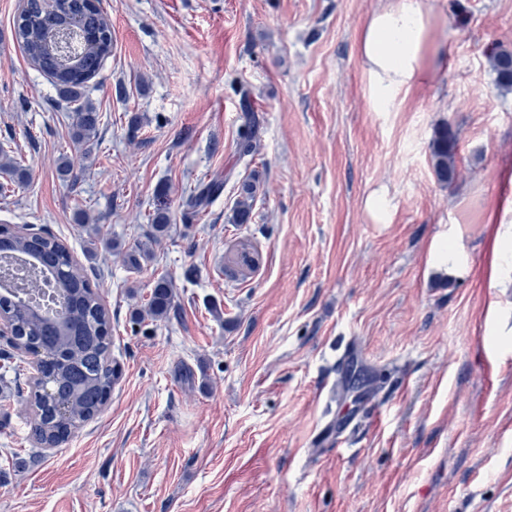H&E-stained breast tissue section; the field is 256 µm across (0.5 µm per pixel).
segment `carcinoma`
<instances>
[{
	"label": "carcinoma",
	"instance_id": "carcinoma-1",
	"mask_svg": "<svg viewBox=\"0 0 512 512\" xmlns=\"http://www.w3.org/2000/svg\"><path fill=\"white\" fill-rule=\"evenodd\" d=\"M66 25L76 26L88 43L68 65L54 49L41 44L44 34ZM13 36L30 64L49 76L75 103L73 139L90 143L100 114L84 101V96L88 82L112 53V28L102 11L87 5L86 0H25L21 12L14 18ZM491 66L497 86L511 92L512 52L495 53ZM239 94L244 112L239 151L243 156H251L255 153L260 122L251 107L248 92L241 89ZM456 145V135L450 126L443 124L435 130L431 155L437 178L444 184L455 176ZM0 168L16 185L27 183L26 168L1 147ZM223 189L224 183L218 179L201 180L187 192L186 204L197 211ZM258 191L259 178L254 173L239 182L231 223H251ZM149 221L154 235H165L170 223L167 208L156 209ZM13 253L28 257L40 272L30 277L29 286L37 287L41 277L47 276L53 280L58 294L59 310L53 316L35 310L16 294L5 301L4 311L17 345L41 355V383L32 391L36 413L31 421L30 436L43 445L92 419L111 395L114 384L110 361L112 321L84 269L63 241L45 233L20 235L6 224L0 231V255ZM229 261L245 271L254 267L257 258L243 242ZM173 305V281L161 275L151 287L146 313L154 319H166Z\"/></svg>",
	"mask_w": 512,
	"mask_h": 512
}]
</instances>
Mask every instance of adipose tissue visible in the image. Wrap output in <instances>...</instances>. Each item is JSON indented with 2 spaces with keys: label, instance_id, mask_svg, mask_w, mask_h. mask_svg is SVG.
Instances as JSON below:
<instances>
[{
  "label": "adipose tissue",
  "instance_id": "ef3b65f1",
  "mask_svg": "<svg viewBox=\"0 0 512 512\" xmlns=\"http://www.w3.org/2000/svg\"><path fill=\"white\" fill-rule=\"evenodd\" d=\"M438 22L420 0H390L367 18L357 49L372 99L387 103L434 76L444 54L435 37Z\"/></svg>",
  "mask_w": 512,
  "mask_h": 512
}]
</instances>
